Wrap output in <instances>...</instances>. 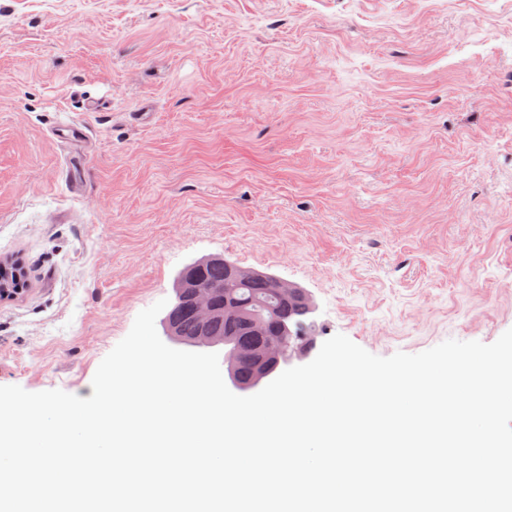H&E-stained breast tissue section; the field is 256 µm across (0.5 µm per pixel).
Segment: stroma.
Returning a JSON list of instances; mask_svg holds the SVG:
<instances>
[{
    "label": "stroma",
    "mask_w": 512,
    "mask_h": 512,
    "mask_svg": "<svg viewBox=\"0 0 512 512\" xmlns=\"http://www.w3.org/2000/svg\"><path fill=\"white\" fill-rule=\"evenodd\" d=\"M217 257L317 348L511 329L512 0H0V386L89 395Z\"/></svg>",
    "instance_id": "35a3bbf8"
}]
</instances>
